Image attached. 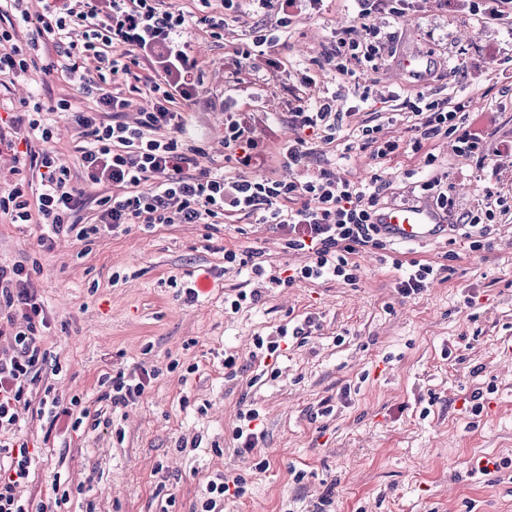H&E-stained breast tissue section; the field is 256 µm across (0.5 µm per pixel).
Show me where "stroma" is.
Instances as JSON below:
<instances>
[{
  "instance_id": "1",
  "label": "stroma",
  "mask_w": 512,
  "mask_h": 512,
  "mask_svg": "<svg viewBox=\"0 0 512 512\" xmlns=\"http://www.w3.org/2000/svg\"><path fill=\"white\" fill-rule=\"evenodd\" d=\"M391 8L378 0L361 19L354 0H322L319 10L293 13L276 70L259 57L237 63L234 50L253 23L279 28V14L240 16L217 37L188 25L184 39L204 70L191 112L203 138L197 170L225 166L224 102L249 113L272 148L297 135L288 121L297 96L333 94L344 114L340 138H309L311 170L357 185L377 172L381 200L404 201L430 170L409 152L374 160L357 130L377 124L381 138L409 141L410 121L382 115L407 111L424 94L467 99L471 120L487 132L477 154L433 142L455 212L477 207L488 188L512 195V155L502 154L512 144V25L483 22L469 0H410L399 17ZM345 34L374 42L382 54L348 82L321 68ZM412 51L424 53L427 70L401 78L400 60ZM60 60L42 54L36 68L0 86V103L66 99L92 107L80 83L45 74ZM299 67L315 72L310 88L298 84ZM39 233L37 225L0 219V263H40L32 282L50 319L45 344L62 367L56 376L39 372L34 387L83 396L101 423L52 428L35 410L24 412L21 426L39 458L23 491L33 512L51 508L59 479L71 495L62 512H199L217 473L249 483L246 497L226 502L224 512H512V219L492 226L486 251L471 250L458 231L423 244L424 258L446 262L448 271L409 298L396 292L395 273L377 250L358 255L354 286L274 287L250 267L225 266L228 249L257 252L274 272L306 261L285 248L279 226L242 213L221 224L103 232L89 244L60 238L43 257L35 250ZM189 286L196 301L185 299ZM240 288L258 291L257 302L225 310V296ZM308 316L311 335L268 360L279 377H258L253 337ZM228 353L240 367L232 380L222 365ZM139 366L155 373L141 401L113 408L101 379ZM478 391L483 410L475 415L470 399ZM246 405L259 409L265 438L241 454L232 431ZM261 458L269 466L259 471ZM481 458L509 465L484 475L475 468ZM294 468L305 470L304 481L293 480Z\"/></svg>"
}]
</instances>
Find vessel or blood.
Listing matches in <instances>:
<instances>
[{"instance_id": "b4317fda", "label": "vessel or blood", "mask_w": 512, "mask_h": 512, "mask_svg": "<svg viewBox=\"0 0 512 512\" xmlns=\"http://www.w3.org/2000/svg\"><path fill=\"white\" fill-rule=\"evenodd\" d=\"M377 222L388 236L400 242H429L448 233L438 211L424 203L389 206Z\"/></svg>"}]
</instances>
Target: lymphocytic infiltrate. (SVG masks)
<instances>
[{
  "instance_id": "1",
  "label": "lymphocytic infiltrate",
  "mask_w": 512,
  "mask_h": 512,
  "mask_svg": "<svg viewBox=\"0 0 512 512\" xmlns=\"http://www.w3.org/2000/svg\"><path fill=\"white\" fill-rule=\"evenodd\" d=\"M11 2L32 45L49 44L64 51L65 78L75 79L91 62L99 82L95 111L62 99L47 108L37 103L32 109L13 111L9 118L20 143L37 139L43 148L29 155L36 181L17 178L9 194L0 197V215L13 224L39 225V253H49L59 235L85 241L129 224L151 228L175 218L184 224H215L240 213L280 226L288 234L287 248L307 253L308 262L294 273L300 280L357 284L355 255L386 249L388 239L375 222L380 210L377 191L304 168L307 134L332 141L341 131L335 96L299 98L290 114L297 135L279 148L278 155L288 166L300 168V180L252 176L265 148L254 135L250 116L230 105L224 108L230 174L196 172L192 162L202 148L188 134L186 114L201 95L203 80L197 58L187 51L184 15L164 9L162 0H45L43 12L34 15L23 10L24 0ZM199 2L206 9L201 24L216 31L223 29L227 14L241 13L246 5L287 19L293 12L317 8L321 0H222L219 15L210 12L211 0ZM120 73L145 87L151 108L126 117L127 98L106 87L108 76ZM411 109L414 136L409 147L424 166L437 160L428 148L437 138L457 136L460 153L482 149L481 132L466 124L465 102L420 95ZM58 111L66 114L77 133L76 161L84 180L110 190L98 199L90 222L80 216L87 204L83 190L49 146V117ZM486 200L484 214L469 211L456 218L474 251L486 249L487 231L497 216L512 213L507 196L490 191ZM392 267L399 273L396 289L405 298L420 294L448 270L447 265L428 260H396ZM48 325L29 270L17 263L0 264V337H8L12 347L11 352L0 353V433L8 435L0 440V512H31L22 490L35 459L27 441L17 437L19 411L31 404L33 372L47 364L42 331Z\"/></svg>"
}]
</instances>
